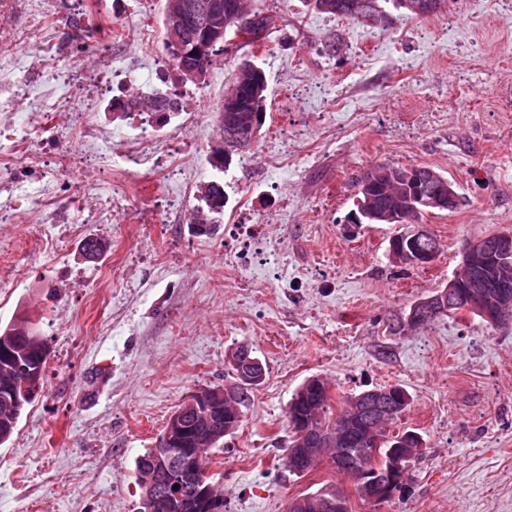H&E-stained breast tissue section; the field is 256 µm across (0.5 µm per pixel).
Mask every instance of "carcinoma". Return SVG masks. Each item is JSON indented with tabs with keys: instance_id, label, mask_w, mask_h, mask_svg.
I'll list each match as a JSON object with an SVG mask.
<instances>
[{
	"instance_id": "carcinoma-1",
	"label": "carcinoma",
	"mask_w": 512,
	"mask_h": 512,
	"mask_svg": "<svg viewBox=\"0 0 512 512\" xmlns=\"http://www.w3.org/2000/svg\"><path fill=\"white\" fill-rule=\"evenodd\" d=\"M314 8L323 14L349 18L361 21V14L372 12L383 16V0H308ZM225 24L235 34L248 38L247 44L259 42L266 33L275 26L274 17L262 11L245 10L243 0H224ZM262 83L267 88L266 75L260 72V66L246 63L238 70L236 83L240 85L242 111L224 113V123H236L240 126L251 121L255 113L263 114L265 94L253 96L251 84ZM153 104L150 112L157 120L164 122L170 113L180 110L181 104L168 93L160 90L152 94ZM377 172L372 180L363 184L356 181L352 214L362 224H403L419 222L428 212L433 213L437 208L430 204L429 194L432 183L422 186L416 183V172H428L429 166L399 167L380 163L372 166ZM203 200L212 212H220L226 204L224 187L217 182H209L201 190ZM29 319H12L6 325H0V445L8 442L14 434L19 418L25 407L44 389V369L49 358V349L40 336L33 338L22 323ZM299 393L291 398L288 412L300 410L304 414L314 416L316 423L334 433L343 429L345 419L351 414L353 397L347 396L340 404L336 417L327 415L328 405H321V412L313 414V408L305 405V401L296 400ZM374 429V423L363 412L359 413L353 425L352 436L357 438L356 447L361 449L362 459H372V453L380 455V465H388L390 458L397 454L398 449L388 444L375 449L369 445L367 435ZM219 441L200 443L195 434L190 433L181 437V444L168 450L182 452L188 448H201L202 467H207L210 452L218 447ZM343 446L336 440L325 443L313 452L310 465L328 457L335 461L340 456ZM161 446L147 448L135 461L137 479L143 478L146 462L155 453L168 451ZM154 512H188L187 503L182 499L162 498L156 501Z\"/></svg>"
}]
</instances>
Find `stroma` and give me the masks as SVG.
<instances>
[{
    "mask_svg": "<svg viewBox=\"0 0 512 512\" xmlns=\"http://www.w3.org/2000/svg\"><path fill=\"white\" fill-rule=\"evenodd\" d=\"M39 34L67 46L72 81L28 82L0 92L13 111L38 96L75 95L111 39L113 86L87 122L112 147V175L84 160V130L61 112L54 126L69 156L43 164V127L28 132L34 182L58 188L0 223V324L27 311L47 343L45 387L0 446V512H139L135 459L154 447L170 415L191 395L232 379L240 344L265 367L239 430L215 449L211 481L224 512H287L296 496L340 477L328 462L290 472L284 449L288 404L311 376L333 394L402 385L412 403L395 425L426 443L408 490L353 512H512V325L444 316L417 332L389 318L443 287L466 240L512 234V0H448L414 17L386 0L371 27L323 14L304 0H251L276 27L260 49L227 48L204 85L160 82L170 54L163 0H39ZM146 29L150 40L130 38ZM267 78L265 123L215 167L219 108L243 61ZM176 93L185 107L155 132L157 168L125 156L142 118H114L127 91ZM427 165L462 194L454 212L428 214L438 259L425 267L389 262L405 224H366L347 237L356 177L373 164ZM228 196L211 229H191L201 190ZM81 196L80 207L67 197ZM69 226L48 223L50 214ZM258 232L244 236L241 224ZM90 238L106 252L86 260Z\"/></svg>",
    "mask_w": 512,
    "mask_h": 512,
    "instance_id": "1",
    "label": "stroma"
}]
</instances>
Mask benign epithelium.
I'll list each match as a JSON object with an SVG mask.
<instances>
[{"label": "benign epithelium", "instance_id": "1", "mask_svg": "<svg viewBox=\"0 0 512 512\" xmlns=\"http://www.w3.org/2000/svg\"><path fill=\"white\" fill-rule=\"evenodd\" d=\"M164 27L166 44L172 54L180 58L186 42V32L190 29L197 33L194 45L195 62L189 66L179 65L178 81L185 85L191 83L201 85L211 70L213 63L212 51L219 43L227 41L228 31L224 25V2L222 0H165ZM430 234L424 225L403 237L402 244L389 247V259L398 266H427L433 263L438 251L429 249ZM495 261L499 275L494 284L471 293L463 294L459 289L464 287L467 279L474 277L489 261ZM462 304L484 321L502 325L512 321V235L496 234L492 237L470 239L461 250V261L448 283L439 291L415 302L405 314L398 317L399 324L406 330H415L422 324L438 315L447 313L455 306ZM233 362L239 364L237 387L246 390L256 388L264 378L260 370L259 360L250 356L244 347L236 348L231 354ZM226 388L220 386L206 391L203 395H193L187 400V405L176 414L175 422L170 424L163 434L167 444L176 442V436L182 432L184 416L194 417L195 425L203 432L222 421H227L224 434L232 432L238 413L224 411ZM365 405V411L375 423L383 424L391 412V401L402 402L405 395L393 388H374L358 397ZM291 427L296 434V440L291 448V468L297 473L304 472V465L310 450L325 438L331 436L319 428L309 416L296 412L291 415ZM412 441L418 444L407 452L394 458L384 470L369 473L350 457L341 458L338 463L349 468L354 474L365 479L364 487L373 499L392 498L399 492L403 466L401 461L410 457L423 455V439L412 435ZM155 463L160 468L165 483L150 482L145 486L143 500L152 504L162 496H181L188 493L196 507L203 512H214L213 505L219 499L210 491L199 470L198 454L191 451L165 453L158 456ZM317 500L315 507L320 512H349L350 499L348 496L331 495L315 498L307 494L290 502L291 512H306Z\"/></svg>", "mask_w": 512, "mask_h": 512}]
</instances>
